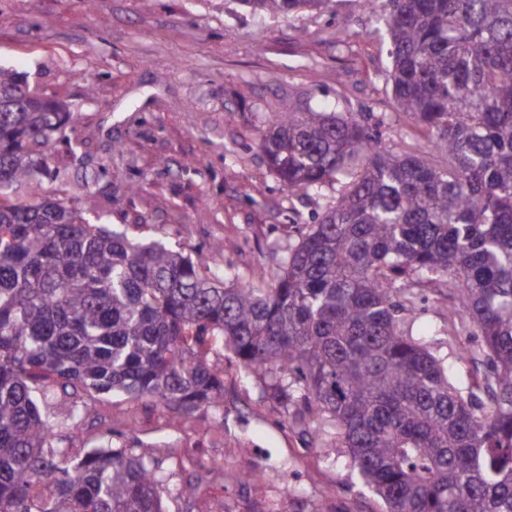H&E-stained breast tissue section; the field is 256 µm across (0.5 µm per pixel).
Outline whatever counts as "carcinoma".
Returning a JSON list of instances; mask_svg holds the SVG:
<instances>
[{
    "mask_svg": "<svg viewBox=\"0 0 512 512\" xmlns=\"http://www.w3.org/2000/svg\"><path fill=\"white\" fill-rule=\"evenodd\" d=\"M292 15L325 0H241ZM390 46L393 105L425 140L396 152L364 117L273 112L259 147L297 196L336 186L281 273L245 281L214 254L139 242L46 196L72 113L0 67V512H164L152 452L65 430L98 396L178 413L224 403L223 344L298 392L388 512H512V0H358ZM29 198L16 201L20 186ZM441 284L481 338L453 372L407 335L394 297Z\"/></svg>",
    "mask_w": 512,
    "mask_h": 512,
    "instance_id": "cac0c4a2",
    "label": "carcinoma"
}]
</instances>
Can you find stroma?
I'll use <instances>...</instances> for the list:
<instances>
[{"mask_svg": "<svg viewBox=\"0 0 512 512\" xmlns=\"http://www.w3.org/2000/svg\"><path fill=\"white\" fill-rule=\"evenodd\" d=\"M0 66L74 113L51 146L47 195L134 225L143 240L221 249L256 285L278 272L276 245L296 243L334 194L289 195L258 147L268 113L338 103L394 150L419 136L393 107L387 40L357 0L289 17L240 0H0ZM399 304L404 330L435 354L477 346L471 332H449L447 292L419 286ZM209 360L224 370L223 416L105 395L72 434L70 459L111 428L128 447L155 444L166 512H384L347 450L298 416L300 401L223 346ZM255 467L265 482L244 481ZM189 482L195 492L182 494Z\"/></svg>", "mask_w": 512, "mask_h": 512, "instance_id": "35a3bbf8", "label": "stroma"}]
</instances>
